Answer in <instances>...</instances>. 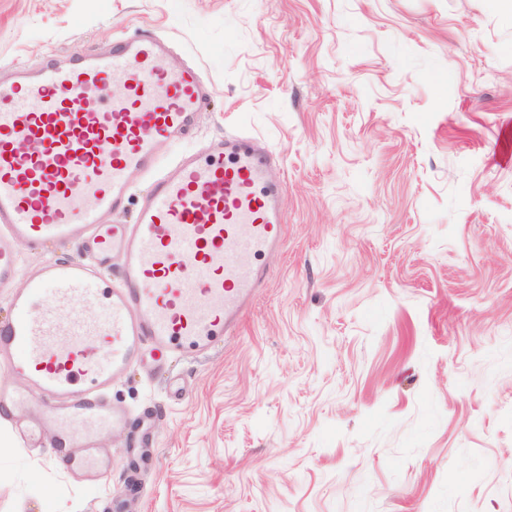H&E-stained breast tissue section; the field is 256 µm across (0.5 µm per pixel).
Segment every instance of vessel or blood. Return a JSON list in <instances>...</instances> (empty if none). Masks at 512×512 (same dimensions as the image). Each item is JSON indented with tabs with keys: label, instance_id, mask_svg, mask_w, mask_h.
I'll return each mask as SVG.
<instances>
[{
	"label": "vessel or blood",
	"instance_id": "1",
	"mask_svg": "<svg viewBox=\"0 0 512 512\" xmlns=\"http://www.w3.org/2000/svg\"><path fill=\"white\" fill-rule=\"evenodd\" d=\"M169 53L162 38H119L0 80V288L11 308L0 367L22 382L0 385V419L35 443L25 407L28 393L41 397L56 451L89 487L112 466L99 436L127 417L105 401L113 381L211 355L267 281L259 256L284 236L282 188L266 184L276 157L256 137L183 147L215 88L200 67L165 66ZM135 173L150 182L132 223H103L124 213ZM48 243L81 253L34 265L14 289L17 245Z\"/></svg>",
	"mask_w": 512,
	"mask_h": 512
}]
</instances>
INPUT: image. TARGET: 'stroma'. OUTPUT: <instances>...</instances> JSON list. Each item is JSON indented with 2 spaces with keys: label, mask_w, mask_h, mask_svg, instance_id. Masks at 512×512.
Instances as JSON below:
<instances>
[{
  "label": "stroma",
  "mask_w": 512,
  "mask_h": 512,
  "mask_svg": "<svg viewBox=\"0 0 512 512\" xmlns=\"http://www.w3.org/2000/svg\"><path fill=\"white\" fill-rule=\"evenodd\" d=\"M161 34L216 97L191 145L279 156L286 221L237 336L73 481L0 420V512H512L506 0H0V66Z\"/></svg>",
  "instance_id": "obj_1"
}]
</instances>
